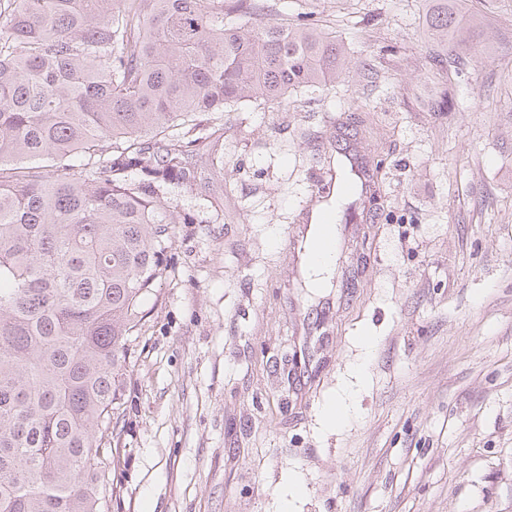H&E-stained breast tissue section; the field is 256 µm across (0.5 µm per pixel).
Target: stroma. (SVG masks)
<instances>
[{
	"instance_id": "stroma-1",
	"label": "stroma",
	"mask_w": 512,
	"mask_h": 512,
	"mask_svg": "<svg viewBox=\"0 0 512 512\" xmlns=\"http://www.w3.org/2000/svg\"><path fill=\"white\" fill-rule=\"evenodd\" d=\"M320 3L355 59L408 64L224 113V218L171 195L195 221L128 346L109 512H512V0H457L481 24L450 112L424 109L423 0ZM363 104L384 204L311 288L312 157Z\"/></svg>"
}]
</instances>
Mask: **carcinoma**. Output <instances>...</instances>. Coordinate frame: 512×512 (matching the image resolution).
<instances>
[{
    "label": "carcinoma",
    "instance_id": "cac0c4a2",
    "mask_svg": "<svg viewBox=\"0 0 512 512\" xmlns=\"http://www.w3.org/2000/svg\"><path fill=\"white\" fill-rule=\"evenodd\" d=\"M314 12L267 0H0V512H108L126 345L168 271L172 188L224 216V127L354 70ZM426 66L461 76L455 0H426ZM426 107L448 111L433 87ZM328 156L336 183L379 168ZM82 163L76 165L74 158Z\"/></svg>",
    "mask_w": 512,
    "mask_h": 512
}]
</instances>
